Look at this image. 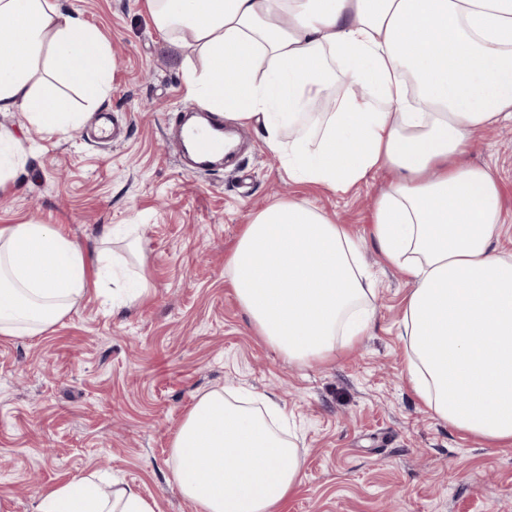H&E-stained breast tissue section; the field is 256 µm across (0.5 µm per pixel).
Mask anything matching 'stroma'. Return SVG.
Returning <instances> with one entry per match:
<instances>
[{"label": "stroma", "instance_id": "35a3bbf8", "mask_svg": "<svg viewBox=\"0 0 512 512\" xmlns=\"http://www.w3.org/2000/svg\"><path fill=\"white\" fill-rule=\"evenodd\" d=\"M114 60L98 113L67 135L22 113L0 128L26 146L0 189V227L50 224L80 243L86 295L50 330L0 337V512H33L45 490L95 472L136 486L155 512H195L170 477V443L209 390L235 387L282 410L305 454L283 512H512V447L492 448L434 418L404 374L411 284L368 237L380 172L348 193L293 181L257 126L223 166L189 174L168 127L188 97L147 0H62ZM469 163L490 168L512 219V123L477 133ZM319 207L363 240L376 278L371 335L335 360L288 363L255 333L224 266L245 226L275 201ZM144 295L116 306L113 288Z\"/></svg>", "mask_w": 512, "mask_h": 512}]
</instances>
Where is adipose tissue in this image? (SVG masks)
Instances as JSON below:
<instances>
[{
  "label": "adipose tissue",
  "instance_id": "obj_1",
  "mask_svg": "<svg viewBox=\"0 0 512 512\" xmlns=\"http://www.w3.org/2000/svg\"><path fill=\"white\" fill-rule=\"evenodd\" d=\"M181 60L186 93L231 124L262 128L291 178L335 193L391 173L369 234L412 288L405 371L442 422L512 446V255L500 185L465 163L474 133L512 119V0H147ZM98 30L59 0H0V113L40 129L80 125L56 82L90 103L109 90ZM319 129L302 118L336 80ZM294 133L283 142L284 129ZM316 146H309V139ZM361 243L317 206L278 201L245 225L225 273L255 331L289 362L330 359L370 335L375 290ZM82 248L48 224L0 227V336L48 330L84 298ZM230 389L201 394L171 443V473L196 512H280L300 485L296 443ZM34 512H155L137 487L73 480Z\"/></svg>",
  "mask_w": 512,
  "mask_h": 512
}]
</instances>
